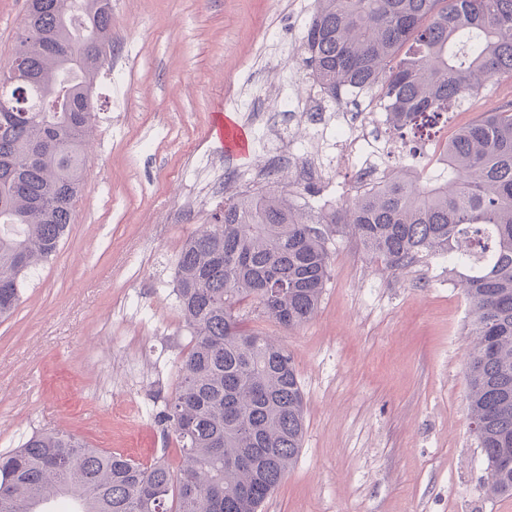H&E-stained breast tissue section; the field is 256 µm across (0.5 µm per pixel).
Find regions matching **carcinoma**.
Listing matches in <instances>:
<instances>
[{"label":"carcinoma","instance_id":"1","mask_svg":"<svg viewBox=\"0 0 512 512\" xmlns=\"http://www.w3.org/2000/svg\"><path fill=\"white\" fill-rule=\"evenodd\" d=\"M112 0H28L0 71V319L32 273L51 262L84 188L93 132L88 79L111 46ZM301 49L321 99L342 92L386 103L401 137L469 110L512 74V0H314ZM381 189L314 213L277 188L231 196L189 236L174 283L190 339L162 421L178 467L38 432L0 454V512H258L300 454L304 395L287 349L247 333L238 309L296 329L330 277L322 224L360 239L402 270L442 256L470 305L469 416L487 460L485 492L512 496V100L456 128L432 173L407 157Z\"/></svg>","mask_w":512,"mask_h":512}]
</instances>
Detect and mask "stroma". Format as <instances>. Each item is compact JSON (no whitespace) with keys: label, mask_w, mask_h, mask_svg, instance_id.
Listing matches in <instances>:
<instances>
[{"label":"stroma","mask_w":512,"mask_h":512,"mask_svg":"<svg viewBox=\"0 0 512 512\" xmlns=\"http://www.w3.org/2000/svg\"><path fill=\"white\" fill-rule=\"evenodd\" d=\"M313 0H112V49L94 89L85 190L56 257L0 322V451L32 433L178 466L161 422L189 340L175 260L210 212L265 187L257 171L289 143L317 156L322 194L351 186L322 103L318 120L279 113L281 86L307 94L300 43ZM242 131L226 150L213 113ZM198 191L179 211V188ZM330 279L304 326L285 331L241 305L245 328L293 358L306 432L262 512H512L483 488L469 426L468 303L447 258L395 271L351 235L329 233Z\"/></svg>","instance_id":"1"}]
</instances>
